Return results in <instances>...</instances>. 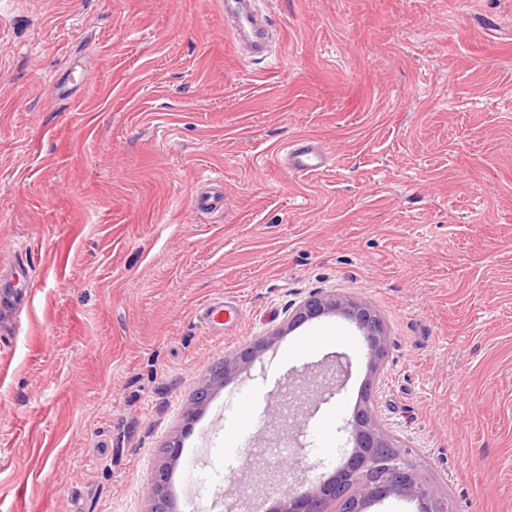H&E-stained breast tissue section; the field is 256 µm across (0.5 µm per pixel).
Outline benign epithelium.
I'll use <instances>...</instances> for the list:
<instances>
[{
  "mask_svg": "<svg viewBox=\"0 0 512 512\" xmlns=\"http://www.w3.org/2000/svg\"><path fill=\"white\" fill-rule=\"evenodd\" d=\"M326 316H341L361 332L370 365L369 382H374L385 356L388 336L383 320L365 301L346 299L336 294L314 295L303 301L288 324L224 360V375L250 367L277 339L303 324ZM353 449L341 457L335 474L318 480L303 492H282L280 512H329L336 501L347 503L346 512H364L367 503L390 496H404L423 504L422 512H454L451 501L436 489L419 481L408 461L410 451L401 449L379 425L371 396L353 415Z\"/></svg>",
  "mask_w": 512,
  "mask_h": 512,
  "instance_id": "benign-epithelium-1",
  "label": "benign epithelium"
}]
</instances>
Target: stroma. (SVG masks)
Returning a JSON list of instances; mask_svg holds the SVG:
<instances>
[{
  "label": "stroma",
  "mask_w": 512,
  "mask_h": 512,
  "mask_svg": "<svg viewBox=\"0 0 512 512\" xmlns=\"http://www.w3.org/2000/svg\"><path fill=\"white\" fill-rule=\"evenodd\" d=\"M254 7L280 35L261 62L235 58L224 0H0V262L29 270L0 328V512H151L160 470L173 512L242 487L273 512L225 450L240 402L260 416L244 449L285 448L277 479L302 491L350 452L366 395L455 512H512V0ZM302 137L321 172L278 164ZM209 183L223 198L201 213ZM332 293L384 322L372 389L340 317L214 382ZM220 298L237 315L214 329ZM306 335L327 342L285 357ZM338 354L348 380L303 396L289 432L281 389Z\"/></svg>",
  "instance_id": "obj_1"
}]
</instances>
